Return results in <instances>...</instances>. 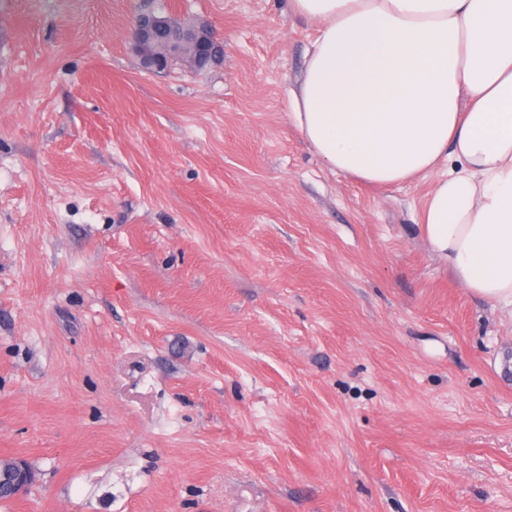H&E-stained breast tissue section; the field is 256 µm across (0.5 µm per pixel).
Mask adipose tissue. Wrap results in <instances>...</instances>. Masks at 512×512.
Here are the masks:
<instances>
[{"mask_svg":"<svg viewBox=\"0 0 512 512\" xmlns=\"http://www.w3.org/2000/svg\"><path fill=\"white\" fill-rule=\"evenodd\" d=\"M315 36L287 100L335 172L432 178L421 229L472 294L512 309V0H291Z\"/></svg>","mask_w":512,"mask_h":512,"instance_id":"1","label":"adipose tissue"}]
</instances>
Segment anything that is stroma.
<instances>
[{
  "instance_id": "stroma-1",
  "label": "stroma",
  "mask_w": 512,
  "mask_h": 512,
  "mask_svg": "<svg viewBox=\"0 0 512 512\" xmlns=\"http://www.w3.org/2000/svg\"><path fill=\"white\" fill-rule=\"evenodd\" d=\"M221 66L142 69L141 13ZM290 0H0V512H512V313L285 108ZM21 463L29 471L36 475L34 469L27 462L22 460ZM23 465H18L13 469L3 473V480H9L15 490L16 496L23 494L34 481V475L30 473Z\"/></svg>"
}]
</instances>
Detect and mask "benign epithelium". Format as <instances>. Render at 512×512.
<instances>
[{"mask_svg": "<svg viewBox=\"0 0 512 512\" xmlns=\"http://www.w3.org/2000/svg\"><path fill=\"white\" fill-rule=\"evenodd\" d=\"M130 44L142 68L149 72L165 71L178 63L193 68L204 56L214 65L224 62L221 47L202 21L185 23L170 15L141 14L132 24ZM3 479L20 495L34 481V475L18 465L3 473Z\"/></svg>", "mask_w": 512, "mask_h": 512, "instance_id": "obj_1", "label": "benign epithelium"}]
</instances>
